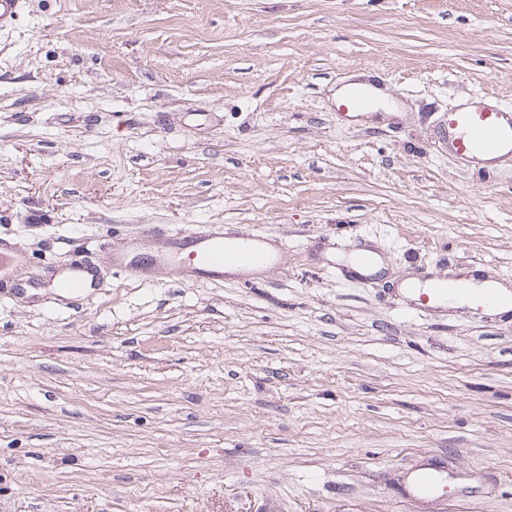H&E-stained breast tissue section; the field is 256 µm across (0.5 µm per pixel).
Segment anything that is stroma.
I'll list each match as a JSON object with an SVG mask.
<instances>
[{"mask_svg":"<svg viewBox=\"0 0 512 512\" xmlns=\"http://www.w3.org/2000/svg\"><path fill=\"white\" fill-rule=\"evenodd\" d=\"M21 2L0 239L38 291L0 284V512H512V313L400 293L512 287V160L441 133L476 92L512 109V0ZM357 71L387 97L354 122L330 89ZM204 224L277 265L144 260L149 227ZM76 261L93 286L60 297ZM428 465L446 492L409 497ZM425 283L428 284V288L414 289L413 294H419L417 299H414L420 310H428L433 306L448 302V292L452 291L456 296L465 297L470 307L476 314L481 315H496L499 304L501 302V296L499 293L492 289H484L480 291H474L471 288H485L493 285L491 282H481L468 285L464 282H455V288H451L448 282L442 279H429Z\"/></svg>","mask_w":512,"mask_h":512,"instance_id":"obj_1","label":"stroma"}]
</instances>
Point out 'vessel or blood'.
Wrapping results in <instances>:
<instances>
[{"label":"vessel or blood","instance_id":"vessel-or-blood-1","mask_svg":"<svg viewBox=\"0 0 512 512\" xmlns=\"http://www.w3.org/2000/svg\"><path fill=\"white\" fill-rule=\"evenodd\" d=\"M444 135L449 150L473 165L484 168L512 158L511 112L486 105L452 109ZM173 249L177 258L168 262L166 268L171 278L181 282L191 276L219 280L227 270L264 265L270 260L262 237H239L225 232L220 225L187 231ZM86 275V269L75 266L55 277L53 285L79 292L86 286ZM452 294L465 298L472 310L481 315L494 314L501 302L494 289L475 291L461 281L451 286L444 280L432 279L427 287L419 289L416 304L427 310L447 301Z\"/></svg>","mask_w":512,"mask_h":512}]
</instances>
